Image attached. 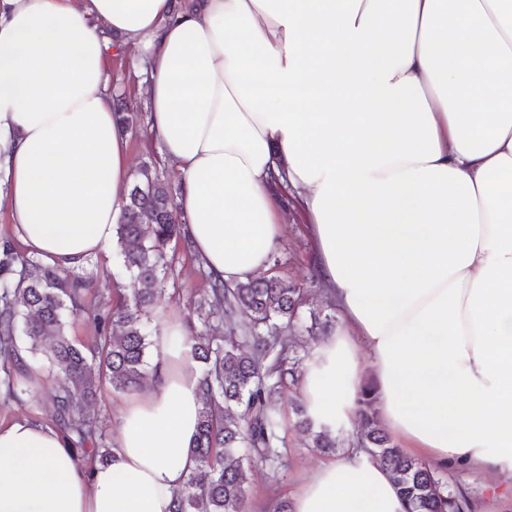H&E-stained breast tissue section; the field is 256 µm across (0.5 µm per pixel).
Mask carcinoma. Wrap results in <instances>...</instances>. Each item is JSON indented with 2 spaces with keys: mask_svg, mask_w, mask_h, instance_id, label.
Instances as JSON below:
<instances>
[{
  "mask_svg": "<svg viewBox=\"0 0 512 512\" xmlns=\"http://www.w3.org/2000/svg\"><path fill=\"white\" fill-rule=\"evenodd\" d=\"M118 126L134 127L126 103L114 107ZM177 192L147 166L134 174L124 195L116 245L133 287L112 289V304L91 316L88 343L67 332L86 312L91 282L75 269L60 268L23 252L12 239L0 241V397L33 394L35 368L57 374L53 423L81 464L103 463L111 454L106 424L96 409L102 394L138 392L154 346L149 315L163 291L170 245L192 252ZM197 319L184 326L191 357L202 367V408L190 453L195 469L173 498L171 512H241L256 467L277 468L282 435L277 396L297 381L301 359L290 355L286 332L299 320L306 291L278 277L261 275L230 287L208 276ZM248 322L240 324V314ZM30 354L26 358L21 352ZM297 422L324 453L336 452V437L316 426L307 406ZM355 447L384 467L407 503V512H471L466 494L450 487L440 470L405 453L377 418L372 383L356 401Z\"/></svg>",
  "mask_w": 512,
  "mask_h": 512,
  "instance_id": "1",
  "label": "carcinoma"
}]
</instances>
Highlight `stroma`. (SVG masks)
I'll return each instance as SVG.
<instances>
[{"mask_svg": "<svg viewBox=\"0 0 512 512\" xmlns=\"http://www.w3.org/2000/svg\"><path fill=\"white\" fill-rule=\"evenodd\" d=\"M136 54V49L130 48L122 56L107 60L113 94L125 96L130 105L141 114L136 129L128 134L130 167L135 170L143 165L150 166L163 180L175 186L179 183V174L165 158L160 140L142 117L145 102L132 69ZM168 259L165 289L158 300L157 310L151 314L153 322L156 323L170 313L185 316L190 303L199 300L207 286V270L196 257L180 248L172 247L168 250ZM271 261L275 275L291 286L309 289L307 311L317 312L323 319L338 318L337 307L325 302L317 284L313 282L316 269L314 244L301 213L294 207L286 209L282 237ZM83 273L92 281L93 291L88 298V309L93 313L111 303L113 289L130 285L129 277L114 255L89 260L83 267ZM54 389V378L46 374L37 388V400L0 399V424L25 417L44 426H51ZM300 398L301 388L297 385L282 396L280 414L282 432L286 437V446L280 451L282 465L276 471L266 467L254 470L241 512H260L262 503L273 495L288 498L304 478L327 461V454L310 448L295 428L293 405ZM447 479L451 485L458 487L471 498L475 504L473 512H512V490L496 487L490 476L476 471L455 469L448 472Z\"/></svg>", "mask_w": 512, "mask_h": 512, "instance_id": "stroma-1", "label": "stroma"}]
</instances>
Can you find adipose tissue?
Masks as SVG:
<instances>
[{"label": "adipose tissue", "instance_id": "1", "mask_svg": "<svg viewBox=\"0 0 512 512\" xmlns=\"http://www.w3.org/2000/svg\"><path fill=\"white\" fill-rule=\"evenodd\" d=\"M129 46L208 272L268 269L277 186L310 227L343 320L306 362L315 423L349 421L369 376L405 451L512 481V0H0V209L48 264L111 252L129 143L106 57ZM156 341L159 378L120 408L107 463L0 425V512H168L201 372L181 320ZM290 503L406 512L355 448Z\"/></svg>", "mask_w": 512, "mask_h": 512}]
</instances>
